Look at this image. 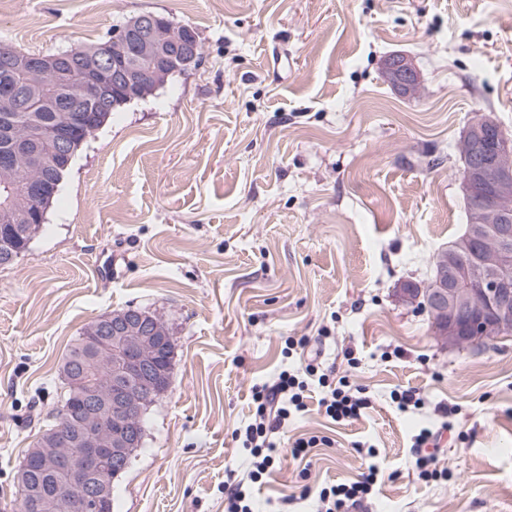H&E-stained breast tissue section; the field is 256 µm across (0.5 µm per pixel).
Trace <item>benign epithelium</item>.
<instances>
[{
	"label": "benign epithelium",
	"instance_id": "obj_1",
	"mask_svg": "<svg viewBox=\"0 0 512 512\" xmlns=\"http://www.w3.org/2000/svg\"><path fill=\"white\" fill-rule=\"evenodd\" d=\"M188 66L197 43L186 26L174 27L150 14L133 18L106 41L79 57L64 53L38 57L33 67L51 72L61 87L77 84L79 96L110 102L134 86L158 85L168 68L169 50ZM386 81L401 93L420 82L412 60L400 53L384 65ZM464 163V194L478 200L461 242L440 252L436 278L423 290L403 289L411 301L425 299L438 319V337L450 346L478 345L512 333V136L490 115L479 114L457 145ZM41 206L14 215L11 224H42ZM477 249L469 251L470 244ZM90 350L114 352L112 374L86 383L85 370L69 366L70 381L81 387L75 405L66 409L68 435L51 436L37 456V472L62 478L55 494L46 493L24 468L17 483L25 489V512H72L73 504L91 498L104 504L112 481L121 474L128 454L144 432L141 404L162 381L159 351L170 340L159 323H148L133 309L115 311L97 321L87 337ZM80 459L70 463L72 448Z\"/></svg>",
	"mask_w": 512,
	"mask_h": 512
}]
</instances>
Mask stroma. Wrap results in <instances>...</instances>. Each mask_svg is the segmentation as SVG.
Returning a JSON list of instances; mask_svg holds the SVG:
<instances>
[{"label":"stroma","mask_w":512,"mask_h":512,"mask_svg":"<svg viewBox=\"0 0 512 512\" xmlns=\"http://www.w3.org/2000/svg\"><path fill=\"white\" fill-rule=\"evenodd\" d=\"M142 13L194 28L201 60L112 112L0 266V512H20L15 475L54 421L74 339L129 307L175 346L113 512H224L240 480L257 512H319L321 489L373 464L354 512H512V334L448 346L402 295L465 230L456 145L473 116L512 135V0H0V42L48 54ZM392 53L413 58L415 92L384 78ZM291 336L308 345L286 359ZM310 350L369 406L337 422L313 388L273 436L280 465L250 483L233 432L253 387ZM409 388L424 404L398 410ZM425 427L429 480L411 450ZM313 435L328 444L287 455Z\"/></svg>","instance_id":"stroma-1"}]
</instances>
